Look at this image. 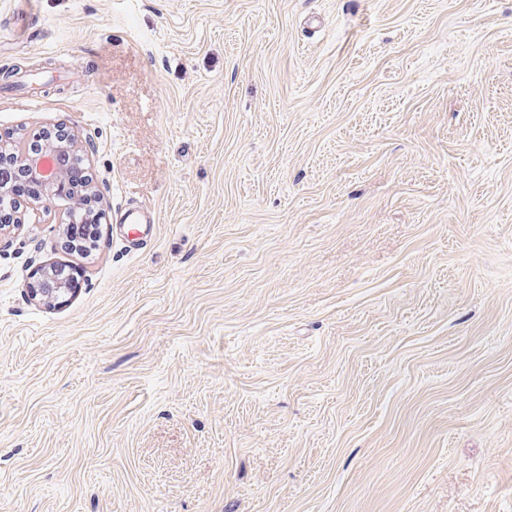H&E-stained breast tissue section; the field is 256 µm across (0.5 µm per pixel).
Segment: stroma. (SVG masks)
Listing matches in <instances>:
<instances>
[{
    "instance_id": "35a3bbf8",
    "label": "stroma",
    "mask_w": 512,
    "mask_h": 512,
    "mask_svg": "<svg viewBox=\"0 0 512 512\" xmlns=\"http://www.w3.org/2000/svg\"><path fill=\"white\" fill-rule=\"evenodd\" d=\"M4 68L105 216L0 237V512H512V0H0ZM127 234L130 233L135 236H148L153 225V219L144 217V213L135 207H130L124 212ZM64 283L69 288H62ZM72 280L69 274L62 268H51L46 271L42 268L34 276V281L29 285L28 292L32 300L40 304L51 306L59 303L60 299L73 292Z\"/></svg>"
}]
</instances>
